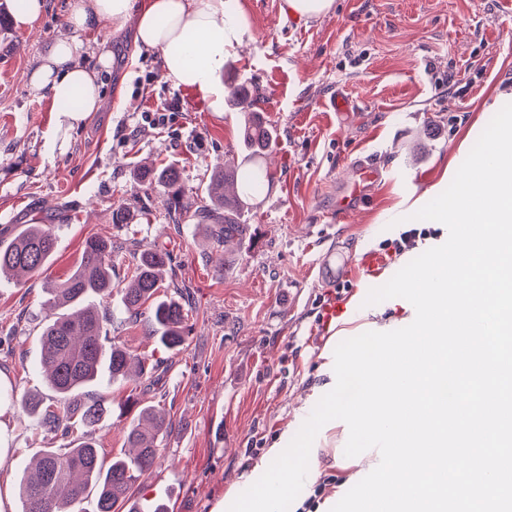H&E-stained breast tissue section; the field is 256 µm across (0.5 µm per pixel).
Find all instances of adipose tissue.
<instances>
[{
	"label": "adipose tissue",
	"mask_w": 512,
	"mask_h": 512,
	"mask_svg": "<svg viewBox=\"0 0 512 512\" xmlns=\"http://www.w3.org/2000/svg\"><path fill=\"white\" fill-rule=\"evenodd\" d=\"M107 22L116 29L133 25L135 42L160 56L168 80L203 93L212 111H223L216 77L226 55L249 36L239 0H71L67 23L73 35L55 43L32 72L31 87L57 102L76 99L77 113L99 111L98 69L80 62L75 35Z\"/></svg>",
	"instance_id": "ef3b65f1"
}]
</instances>
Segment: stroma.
Returning <instances> with one entry per match:
<instances>
[{
    "label": "stroma",
    "instance_id": "1",
    "mask_svg": "<svg viewBox=\"0 0 512 512\" xmlns=\"http://www.w3.org/2000/svg\"><path fill=\"white\" fill-rule=\"evenodd\" d=\"M240 2L251 38L228 57L219 83L250 93L276 140L266 158L273 182L243 214L242 241L223 249L213 246L208 225L173 223L165 197L144 191L138 172L176 168L186 196L202 199L216 165L241 150L239 110L211 111L201 94L165 79L155 52L136 50L132 30L106 24L76 35L88 66L102 45L112 51L102 107L71 119L29 84L69 33L70 0H47L29 30L16 25L11 0H0V236L19 224L57 227L46 271L21 284L0 280V369L11 373L16 396H50L39 345L53 316L46 287L77 268L88 237L121 246L116 283L127 282L140 251L165 252V280L188 289L185 344L159 346L147 317L124 322L121 293L113 291L111 335L157 364L163 384L105 378L91 392L113 407L132 394L170 416L161 458L134 487L135 497L164 501L169 512H211L282 433L297 434L320 399L328 341L414 320L405 299L364 300L446 241L444 225L413 213L426 191L450 185L449 161L463 162L512 101V15L500 0H336L330 14L307 21L284 15L282 0ZM339 93L351 103L342 124L329 106ZM164 102L172 106L167 122H148L147 112ZM362 159L383 177L337 222L341 180ZM408 230L410 247L396 252ZM369 252L387 259L383 271L359 280L336 267L339 256L357 261ZM332 302L350 314L326 327L322 313ZM13 419V451L0 461V479L15 490L33 457L78 438L95 440L101 460L111 462L127 447L132 417L70 436L48 432L18 407ZM318 467L303 512H331L366 475L325 453Z\"/></svg>",
    "mask_w": 512,
    "mask_h": 512
}]
</instances>
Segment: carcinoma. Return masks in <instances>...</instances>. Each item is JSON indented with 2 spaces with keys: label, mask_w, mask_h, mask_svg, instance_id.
Listing matches in <instances>:
<instances>
[{
  "label": "carcinoma",
  "mask_w": 512,
  "mask_h": 512,
  "mask_svg": "<svg viewBox=\"0 0 512 512\" xmlns=\"http://www.w3.org/2000/svg\"><path fill=\"white\" fill-rule=\"evenodd\" d=\"M232 106L246 110L242 142L248 149L243 164L216 169L206 188L203 205L191 208L174 168L143 169L138 180L147 191L167 196L169 213L191 218L198 224L218 222L211 237L224 243L246 234L240 222L242 211L270 183L271 174L261 160L274 144L272 131L259 113L249 111L247 97L233 90ZM57 245L55 225L24 224L9 239H0V277L34 273L47 266ZM118 247L112 240H86L82 258L71 275L48 288L60 313L41 330L42 366L55 396L29 394L23 408L46 430L68 435L79 426H95L112 416V408L100 399L78 398V392L93 386L102 370L112 381L122 382L132 373L146 375L152 367L146 360L109 341L107 318L95 300L112 294V272ZM166 258L159 251L140 255L134 274L121 289V304L128 313L146 309L158 343L175 350L185 342L188 314L173 296L159 297L164 288L162 270ZM172 424L154 406L143 407L127 432V444L136 449L132 456L112 458L104 465L95 445L80 440L69 448H47L31 475L20 484L24 512H78L90 492L97 494V512H169L163 505L141 503L133 496L140 476L150 471L159 458L164 437Z\"/></svg>",
  "instance_id": "carcinoma-1"
}]
</instances>
